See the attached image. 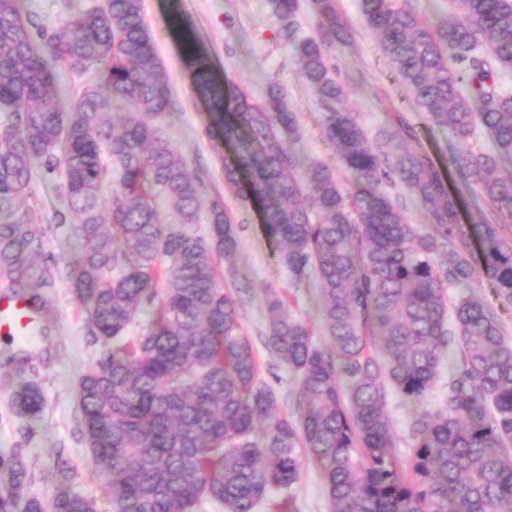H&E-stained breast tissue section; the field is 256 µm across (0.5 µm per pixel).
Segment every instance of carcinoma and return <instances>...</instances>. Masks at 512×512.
<instances>
[{"instance_id":"1","label":"carcinoma","mask_w":512,"mask_h":512,"mask_svg":"<svg viewBox=\"0 0 512 512\" xmlns=\"http://www.w3.org/2000/svg\"><path fill=\"white\" fill-rule=\"evenodd\" d=\"M455 11L422 20L409 0H360L365 26L419 111L463 144L448 170L476 185L496 222L478 209L461 221L433 158L371 145L352 112L330 52L352 36L337 0H311L315 33L298 37V0H275L280 37L327 110L324 134L351 174L342 189L326 166L300 169L291 142L297 113L279 87L262 101L212 76L194 54L193 83L212 123L206 133L230 150L224 186L256 209L278 264L318 279L334 354L313 344L281 296L267 299L268 343L298 377L300 420L274 412L259 381L238 298L221 288L218 259L236 251L237 227L224 197L208 200L209 230L197 235L203 178L164 137L172 107L166 69L154 51L141 0H103L51 31L0 0V198L29 188L34 166L65 170L71 234L79 246L71 284L84 304L99 358L78 379L81 436L112 491V512H295L291 495L303 458L320 469L332 512H512V342L474 289L478 264L500 306H512V0H455ZM104 66L102 83L60 107V70ZM125 107L120 129L110 109ZM493 148L466 146L477 127ZM117 178L111 221L101 188ZM400 183L425 211L407 221L384 186ZM161 194L175 215L162 221ZM46 228L0 218V277L13 296L49 311L51 265L31 260ZM460 289L448 320L446 289ZM143 331L126 338L143 314ZM457 370L439 406L411 422L408 461L396 453L388 392L425 402L451 342ZM40 383L22 376L9 409L42 416ZM24 449L0 453V512H98L58 456L51 498L27 494Z\"/></svg>"}]
</instances>
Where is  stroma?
Here are the masks:
<instances>
[{"label":"stroma","mask_w":512,"mask_h":512,"mask_svg":"<svg viewBox=\"0 0 512 512\" xmlns=\"http://www.w3.org/2000/svg\"><path fill=\"white\" fill-rule=\"evenodd\" d=\"M338 7L353 31L350 43L331 53L336 76L347 91V109L356 114L373 143L380 142L382 132L393 124H409L417 133L414 148L427 151L436 164H443L457 144L454 136L418 112L388 67L375 36L364 26L359 0H338ZM142 14L168 73L175 102L163 120L166 136L190 169L203 172L207 194H223L236 219L238 248L232 258L219 261V283L242 301L241 328L252 344L261 380L275 395L278 413L296 419L298 385L267 343L266 297L271 291L282 295L290 313L307 324L313 342L327 350L331 341L324 329L320 290L313 278L294 280L277 265L256 211L225 192L222 149L205 132L209 117L192 82L188 47L205 57L213 76L239 86L253 98L264 96L268 82L278 83L299 118L300 138L293 149L302 162L329 167L344 186L351 176L324 137V109L316 90L300 72L293 45L278 34L280 21L273 0H142ZM62 182V175L39 172L30 188L10 200H0V210H11L46 227L40 256L53 258L57 267L50 313L41 321L42 335L28 340L0 335V351L28 356V366L35 371L45 397L40 420L14 417L8 401L17 372L0 368V450L23 445L33 475L29 491L42 498L53 494L57 457L65 455L77 473L78 490L96 499L98 512H112L110 488L99 476L79 433L77 381L95 361L98 349L88 340L86 310L69 280L67 263L76 244L68 225L57 221L65 208ZM292 495L297 512H331L312 462H304Z\"/></svg>","instance_id":"35a3bbf8"}]
</instances>
